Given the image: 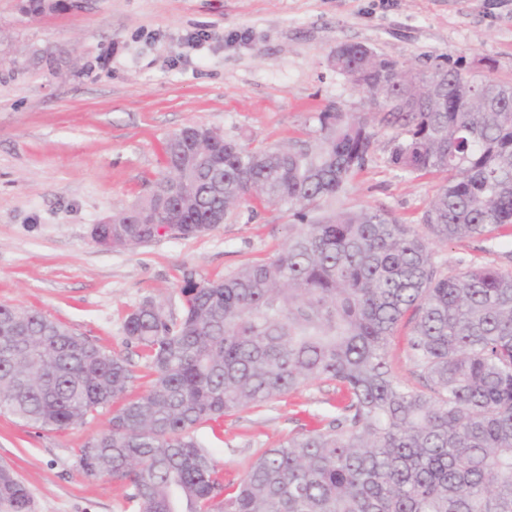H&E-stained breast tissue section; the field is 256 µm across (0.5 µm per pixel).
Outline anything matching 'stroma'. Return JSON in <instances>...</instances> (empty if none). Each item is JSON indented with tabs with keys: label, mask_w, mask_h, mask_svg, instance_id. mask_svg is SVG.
Listing matches in <instances>:
<instances>
[{
	"label": "stroma",
	"mask_w": 512,
	"mask_h": 512,
	"mask_svg": "<svg viewBox=\"0 0 512 512\" xmlns=\"http://www.w3.org/2000/svg\"><path fill=\"white\" fill-rule=\"evenodd\" d=\"M26 3L0 0V303L36 307L121 354L137 393L148 368L126 343L127 314L148 297L179 310L184 270L214 278L272 256L288 236L282 209L244 205L204 236L97 247L93 224L146 195L171 134L205 124L258 148L315 131L328 109L363 111L334 64L345 43L416 69L449 61L512 80V0H65L40 15ZM395 135L378 127L338 205L416 226L443 178L391 165ZM433 260L451 274L473 263L511 272L512 236L437 244ZM335 415L332 386L315 382L194 434L235 480L261 450ZM111 416L62 431L0 416V462L35 512H122V483L76 466Z\"/></svg>",
	"instance_id": "obj_1"
}]
</instances>
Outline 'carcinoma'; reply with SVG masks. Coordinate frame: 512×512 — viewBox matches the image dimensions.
Segmentation results:
<instances>
[{
  "mask_svg": "<svg viewBox=\"0 0 512 512\" xmlns=\"http://www.w3.org/2000/svg\"><path fill=\"white\" fill-rule=\"evenodd\" d=\"M337 51L368 111L321 112L315 135L264 148L186 125L150 193L112 217L114 249L164 224L205 235L251 199L293 220L268 258L214 279L184 270L179 312L147 298L127 314L151 371L144 394L126 398L125 357L0 303V414L60 431L123 400L77 464L124 482L131 512H512V274L449 276L431 248L512 227V81ZM376 118L399 129L396 168L448 175L422 233L383 210L331 209L373 152ZM407 315L411 384L388 361ZM316 381L341 395L329 427L264 449L236 482L192 435ZM0 512H34L2 464Z\"/></svg>",
  "mask_w": 512,
  "mask_h": 512,
  "instance_id": "1",
  "label": "carcinoma"
}]
</instances>
